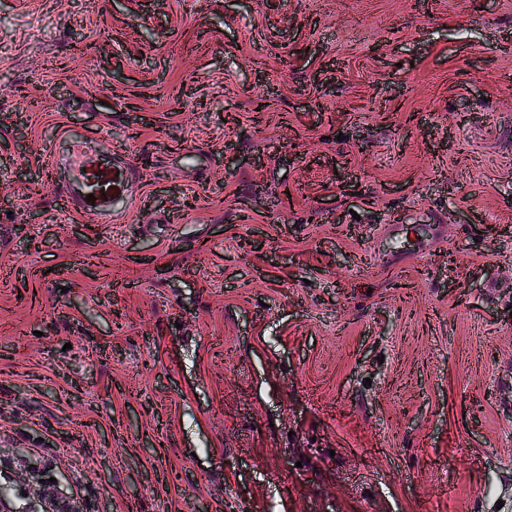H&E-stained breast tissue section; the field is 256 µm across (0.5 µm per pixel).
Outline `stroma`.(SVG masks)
<instances>
[{
    "label": "stroma",
    "instance_id": "1",
    "mask_svg": "<svg viewBox=\"0 0 512 512\" xmlns=\"http://www.w3.org/2000/svg\"><path fill=\"white\" fill-rule=\"evenodd\" d=\"M66 126L138 168L122 223L60 201ZM36 469L80 512H512V0H0L16 506Z\"/></svg>",
    "mask_w": 512,
    "mask_h": 512
}]
</instances>
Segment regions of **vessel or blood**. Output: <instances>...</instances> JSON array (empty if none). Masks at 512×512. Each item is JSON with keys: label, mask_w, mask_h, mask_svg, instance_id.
<instances>
[{"label": "vessel or blood", "mask_w": 512, "mask_h": 512, "mask_svg": "<svg viewBox=\"0 0 512 512\" xmlns=\"http://www.w3.org/2000/svg\"><path fill=\"white\" fill-rule=\"evenodd\" d=\"M59 139L64 149L46 152L44 164L49 172L67 173L68 205L95 211L102 223H121L136 198L137 168L120 149L73 138L67 131Z\"/></svg>", "instance_id": "obj_1"}]
</instances>
